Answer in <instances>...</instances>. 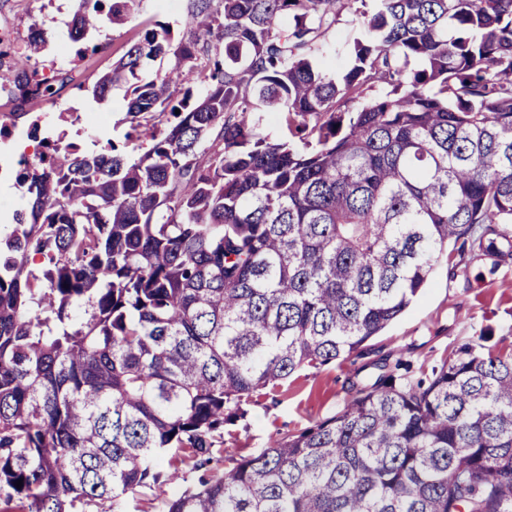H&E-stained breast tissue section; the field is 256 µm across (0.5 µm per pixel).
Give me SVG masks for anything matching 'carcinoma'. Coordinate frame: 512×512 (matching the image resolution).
Masks as SVG:
<instances>
[{
  "label": "carcinoma",
  "mask_w": 512,
  "mask_h": 512,
  "mask_svg": "<svg viewBox=\"0 0 512 512\" xmlns=\"http://www.w3.org/2000/svg\"><path fill=\"white\" fill-rule=\"evenodd\" d=\"M363 5L185 0L179 35L154 24L91 86L102 102L124 84V142L61 133L20 173L29 206L0 234V512H124L180 481L157 512H512V353L491 349L416 383L390 352L339 413L212 467L224 425L362 355L449 245L512 260V0ZM142 9L76 0L77 55ZM343 12L367 19L338 69ZM42 46L0 59L34 82ZM170 453L200 475L163 470ZM182 488L179 484H162L145 495L128 496L123 504L126 512H153L158 500L175 496Z\"/></svg>",
  "instance_id": "1"
}]
</instances>
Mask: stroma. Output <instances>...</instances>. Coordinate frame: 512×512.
<instances>
[{"instance_id":"35a3bbf8","label":"stroma","mask_w":512,"mask_h":512,"mask_svg":"<svg viewBox=\"0 0 512 512\" xmlns=\"http://www.w3.org/2000/svg\"><path fill=\"white\" fill-rule=\"evenodd\" d=\"M166 3L145 0L141 14L123 25L103 23L94 35L95 42L103 44V51L81 58L76 54V44L65 36L75 0H0V19L10 21L18 36H26L36 23L56 32V39L45 45L37 60V68L52 65L73 72V83L60 91L56 108L49 115V128L71 138L85 134L84 122L64 124L59 115L94 111L107 118L106 124L97 129L98 138L122 140L126 130L123 88H113L106 101L99 104L89 92L79 90L78 84L109 70L115 54L140 38L146 18L176 23L179 16L169 11ZM482 266L479 260L437 263L425 292L403 316L371 340L369 354L296 373L279 391L249 405L243 420L225 426L215 440V457L227 462L239 454L259 452L275 437L338 413L348 397L349 378L369 374L371 362L389 352H402L412 364L411 378L417 379L467 345L484 341L495 350L512 351V262L492 274L483 272Z\"/></svg>"}]
</instances>
